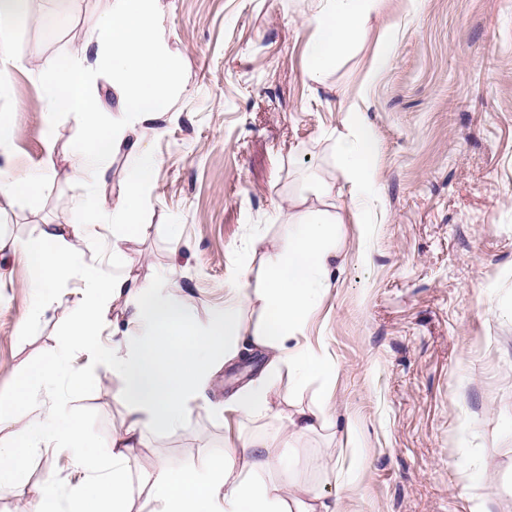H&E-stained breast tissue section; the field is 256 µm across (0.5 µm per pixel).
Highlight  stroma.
<instances>
[{
	"label": "stroma",
	"mask_w": 512,
	"mask_h": 512,
	"mask_svg": "<svg viewBox=\"0 0 512 512\" xmlns=\"http://www.w3.org/2000/svg\"><path fill=\"white\" fill-rule=\"evenodd\" d=\"M111 9L112 0H30L13 49L66 65ZM312 10L311 0H159L182 90L150 139L161 165L140 213L148 230L121 248L126 272L160 293L178 283L187 315L203 323L223 309L228 280L256 286L266 249L287 238L275 206L318 207L310 185L333 184L337 211L359 215L340 228L344 257L302 334L336 380L326 387L283 365L275 394L287 410L327 404L330 418L288 441L279 421L224 415L231 394L268 372L266 353L251 350L215 367L206 408L180 430L145 435L125 508L150 512L140 475L200 464L259 433L280 459L264 480L289 476L341 498L344 512H512V0H384L321 83L305 75ZM384 37L393 52L381 63ZM349 105L379 143L376 178L356 207L334 151L351 134ZM45 108L33 72L13 70L0 97L13 129L0 169L54 171L0 214V234L19 240L39 224L75 223L87 192L69 169L79 128L59 116L45 140ZM28 279L22 252L0 254V392L65 342L81 286L62 285L22 333ZM72 360L87 366V387L61 382L53 395L109 453L125 420L113 397L121 378L88 354ZM49 477L63 492L88 473L44 448L25 479Z\"/></svg>",
	"instance_id": "obj_1"
}]
</instances>
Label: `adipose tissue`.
<instances>
[{
	"mask_svg": "<svg viewBox=\"0 0 512 512\" xmlns=\"http://www.w3.org/2000/svg\"><path fill=\"white\" fill-rule=\"evenodd\" d=\"M158 2L113 0L110 13L93 22L91 38L72 53L66 67L51 59L35 67L47 102L45 129L53 131L62 114L77 119L81 135L70 152V168L74 177L86 176L90 182L78 222L37 225L18 245L30 266L26 286L32 296L20 331H28L57 301L59 286L74 277L82 283L65 346L48 351L17 377L10 391L0 394V488L12 489L27 512H126L133 442L147 432L176 431L196 406L218 359L232 361L250 345L270 354V372L241 392L230 412L248 419H283L282 434L291 439L326 421L322 407L283 413L272 395L282 363L304 377L327 382L336 377L335 368L302 342L300 332L331 286L332 260L341 257L340 214L327 209L288 212L290 232L265 256L262 287L230 280L223 310L203 323L190 321L174 295L150 292L145 284L116 272L125 260L120 240L146 230L139 211L160 165L142 129L164 121L178 86L157 24ZM380 2L326 0L311 15L309 22L318 37L310 48V81L321 82L336 58L353 47ZM27 3L0 0V95L7 90L4 74L25 65L9 34ZM101 60L109 64L117 92L110 109L93 85V66ZM107 110L112 120L105 123L101 116ZM345 121L357 134L337 142L336 157L351 179V198L357 202L369 190L378 143L356 109H347ZM120 153L133 159L134 168L107 212L99 197L109 184L111 159ZM107 218L115 239L109 271L85 261L80 248L91 226ZM122 298L131 301L132 310L125 326L119 327L111 325L107 312L110 302ZM256 303L264 318L254 330H245L243 311ZM106 329L111 330L112 341L104 346L99 337ZM75 350L107 360L121 377L114 397L126 406V425L113 436L106 457L95 454L93 441L66 405L50 397L58 380L74 389L85 384L84 369L70 359ZM40 448L68 449L78 466L94 471V478L69 486L63 494L49 479L28 487L24 473L29 456ZM278 464L275 444L252 435L241 444L225 446L200 466L162 467L145 483L155 504L153 512H342L340 500L326 501L320 493L291 482H266L263 472Z\"/></svg>",
	"mask_w": 512,
	"mask_h": 512,
	"instance_id": "obj_1",
	"label": "adipose tissue"
}]
</instances>
